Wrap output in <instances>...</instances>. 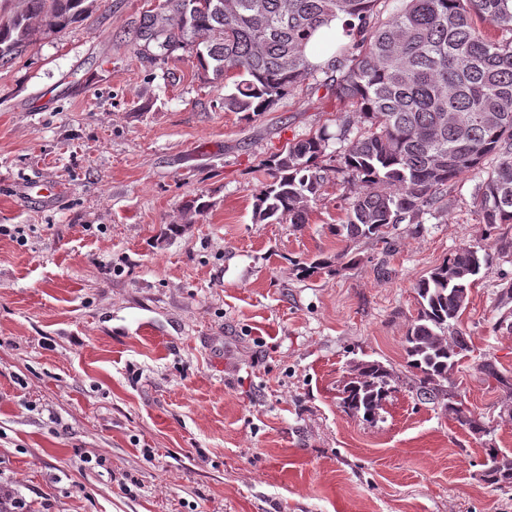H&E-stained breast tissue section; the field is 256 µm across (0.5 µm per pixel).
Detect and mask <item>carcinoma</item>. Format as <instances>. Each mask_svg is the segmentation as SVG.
<instances>
[{"instance_id": "carcinoma-1", "label": "carcinoma", "mask_w": 512, "mask_h": 512, "mask_svg": "<svg viewBox=\"0 0 512 512\" xmlns=\"http://www.w3.org/2000/svg\"><path fill=\"white\" fill-rule=\"evenodd\" d=\"M25 12L0 25V62L28 42L31 20L65 27L89 11L87 0H26ZM164 0L141 14L133 42L154 45V60L194 53L204 74L232 80L224 111L267 112L304 87L354 106L331 134L325 130L269 157L271 181L255 196L258 223H307L309 203L328 173L342 176L347 207L336 235L385 241L388 229L419 216L459 176L470 173L487 233L512 224V10L507 0ZM343 21L333 52L310 62L307 47L321 29ZM342 144L338 165H322L330 141ZM493 159L487 168L484 162ZM489 254L465 246L414 285L419 311L404 340L416 395L456 415L477 438L485 422L447 389L467 339L455 332L474 277ZM481 372L504 388L512 380L491 360ZM396 381L377 360H357L342 406L370 418ZM483 481L512 488V458L486 449Z\"/></svg>"}]
</instances>
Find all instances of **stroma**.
<instances>
[{
	"mask_svg": "<svg viewBox=\"0 0 512 512\" xmlns=\"http://www.w3.org/2000/svg\"><path fill=\"white\" fill-rule=\"evenodd\" d=\"M162 2L93 0L0 64V225L24 231L0 235V487L24 512H512L479 477L486 443L512 456V395L479 370L512 377V254L485 238L472 175L384 243L337 235L333 176L307 224L255 223L264 159L344 107L300 90L225 111L190 53L151 64L131 44ZM477 244L492 255L450 388L483 441L417 398L403 348L416 280ZM358 359L399 378L368 421L339 404Z\"/></svg>",
	"mask_w": 512,
	"mask_h": 512,
	"instance_id": "35a3bbf8",
	"label": "stroma"
}]
</instances>
